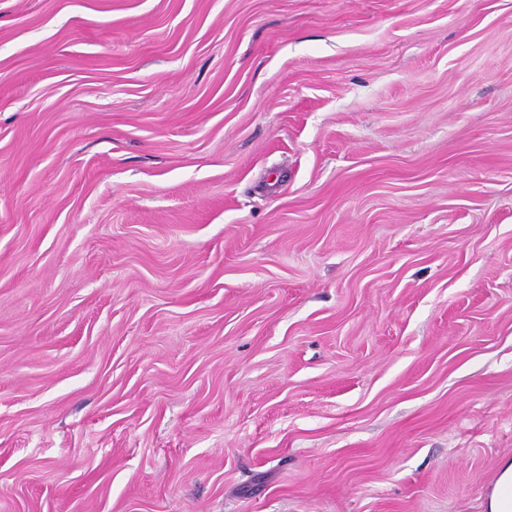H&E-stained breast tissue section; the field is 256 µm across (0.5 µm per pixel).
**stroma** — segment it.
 I'll return each instance as SVG.
<instances>
[{
  "label": "stroma",
  "mask_w": 512,
  "mask_h": 512,
  "mask_svg": "<svg viewBox=\"0 0 512 512\" xmlns=\"http://www.w3.org/2000/svg\"><path fill=\"white\" fill-rule=\"evenodd\" d=\"M512 459V0H0V512H483Z\"/></svg>",
  "instance_id": "1"
}]
</instances>
